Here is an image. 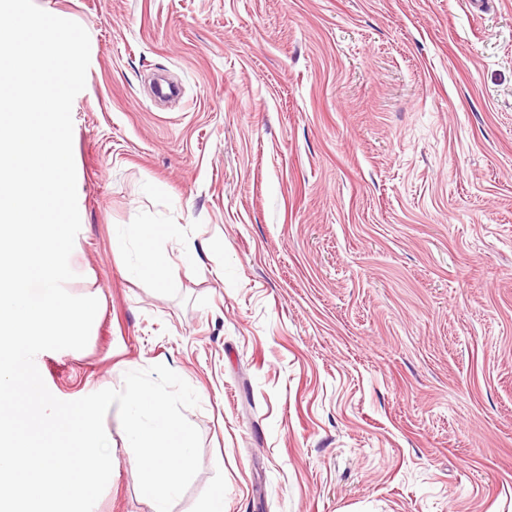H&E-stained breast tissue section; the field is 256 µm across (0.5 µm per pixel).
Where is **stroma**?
<instances>
[{"label":"stroma","instance_id":"obj_1","mask_svg":"<svg viewBox=\"0 0 512 512\" xmlns=\"http://www.w3.org/2000/svg\"><path fill=\"white\" fill-rule=\"evenodd\" d=\"M90 37L74 401L197 392L172 512H512V0H35ZM119 224L195 271L130 275ZM94 512H151L117 408Z\"/></svg>","mask_w":512,"mask_h":512}]
</instances>
